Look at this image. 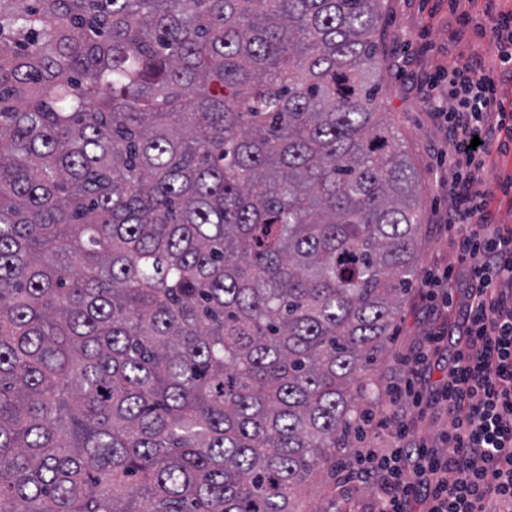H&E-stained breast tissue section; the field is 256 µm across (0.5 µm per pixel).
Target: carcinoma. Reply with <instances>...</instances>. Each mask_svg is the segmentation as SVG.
Returning <instances> with one entry per match:
<instances>
[{"label": "carcinoma", "mask_w": 512, "mask_h": 512, "mask_svg": "<svg viewBox=\"0 0 512 512\" xmlns=\"http://www.w3.org/2000/svg\"><path fill=\"white\" fill-rule=\"evenodd\" d=\"M378 0H0V512H330L419 284Z\"/></svg>", "instance_id": "obj_1"}]
</instances>
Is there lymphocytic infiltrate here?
<instances>
[{
  "instance_id": "lymphocytic-infiltrate-1",
  "label": "lymphocytic infiltrate",
  "mask_w": 512,
  "mask_h": 512,
  "mask_svg": "<svg viewBox=\"0 0 512 512\" xmlns=\"http://www.w3.org/2000/svg\"><path fill=\"white\" fill-rule=\"evenodd\" d=\"M441 109L460 175L450 194L458 263L470 287L442 398L448 452L427 445L366 454L348 478L373 484L374 512H512V228L491 223L485 155L495 133L512 138L493 71L464 64L448 74ZM412 462L414 478L405 475Z\"/></svg>"
}]
</instances>
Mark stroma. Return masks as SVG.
<instances>
[{
  "label": "stroma",
  "mask_w": 512,
  "mask_h": 512,
  "mask_svg": "<svg viewBox=\"0 0 512 512\" xmlns=\"http://www.w3.org/2000/svg\"><path fill=\"white\" fill-rule=\"evenodd\" d=\"M512 12V0H382L379 36L385 47L381 70V106L402 133L410 158L422 184L419 206L424 218L419 250L422 270L442 267L454 257L452 231L444 225L451 206L449 188L454 170L448 163L447 136L432 106L427 102L425 82L429 74L481 57L486 65L497 64V45L486 31L501 15ZM468 15L467 27H459V15ZM486 174L497 185L489 202L494 223L512 227V150L492 144L486 159ZM455 309L430 307L423 290L406 299L395 321L389 348L376 361L371 374L378 392L361 402L367 418L352 432L347 448L336 457L337 465L352 462L367 448H385L390 429L378 427L384 410L394 409L399 420L413 426L417 438L443 447L448 418L441 405L416 408L410 402L390 404L388 392L398 381L407 361L424 342L433 326H452Z\"/></svg>",
  "instance_id": "stroma-1"
}]
</instances>
